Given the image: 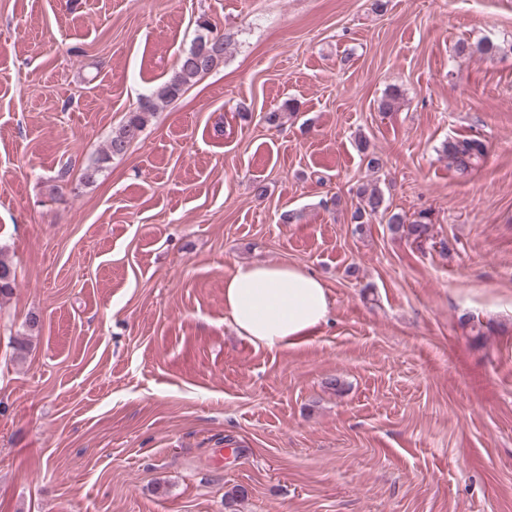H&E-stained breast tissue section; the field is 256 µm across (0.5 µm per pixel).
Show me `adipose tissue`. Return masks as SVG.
<instances>
[{"instance_id": "obj_1", "label": "adipose tissue", "mask_w": 512, "mask_h": 512, "mask_svg": "<svg viewBox=\"0 0 512 512\" xmlns=\"http://www.w3.org/2000/svg\"><path fill=\"white\" fill-rule=\"evenodd\" d=\"M224 308L234 330L268 349L297 345L331 314L324 282L288 264L246 263L224 281Z\"/></svg>"}]
</instances>
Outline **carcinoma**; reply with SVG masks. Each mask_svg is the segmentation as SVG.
I'll return each instance as SVG.
<instances>
[{
  "label": "carcinoma",
  "instance_id": "carcinoma-1",
  "mask_svg": "<svg viewBox=\"0 0 512 512\" xmlns=\"http://www.w3.org/2000/svg\"><path fill=\"white\" fill-rule=\"evenodd\" d=\"M209 35L197 37L194 45L181 54L174 68L170 79L165 82L152 96L143 98L138 107L130 112L126 122L110 138L106 150L95 165L88 167L84 174V183L89 184L96 180L97 175L103 168V164L114 156L124 154L130 144L138 139L143 132L148 116L157 109V102L162 100H173L178 97L197 77L210 72L224 61L227 49V41H222L220 51L215 55L208 56L202 64H197L191 57L199 53L200 49L208 43ZM486 145L477 137H463L447 141L443 144L442 152L448 159V167L460 174L470 172L479 160L484 156ZM359 206L352 214V220L356 224H362L369 217L378 213L388 215L387 224L394 233H403L413 240H422L430 236L432 231V220L429 214L419 213L414 219L409 220L399 213L387 214L388 208L384 207V197L377 187L370 189L363 188L358 192ZM17 286V276L12 265L0 257V297L12 294ZM247 498V490L241 486H234L224 493L225 512H237L238 504Z\"/></svg>",
  "mask_w": 512,
  "mask_h": 512
}]
</instances>
